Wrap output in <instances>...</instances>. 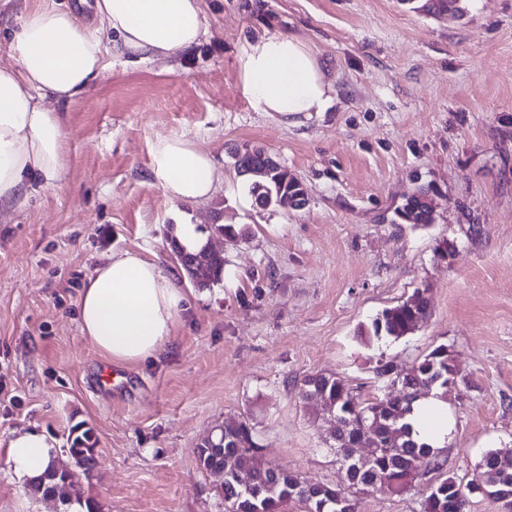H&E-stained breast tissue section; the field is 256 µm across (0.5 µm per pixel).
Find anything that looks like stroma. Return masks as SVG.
Listing matches in <instances>:
<instances>
[{
	"instance_id": "1",
	"label": "stroma",
	"mask_w": 512,
	"mask_h": 512,
	"mask_svg": "<svg viewBox=\"0 0 512 512\" xmlns=\"http://www.w3.org/2000/svg\"><path fill=\"white\" fill-rule=\"evenodd\" d=\"M427 0H200L191 51L106 68L73 101L55 102L69 140L55 186L0 212V512H63L29 496L8 463L20 430L43 434L68 463V434L93 431L102 512H224L219 479L197 462L216 425L247 420L263 460L327 484L344 481L330 416L305 403V377L332 373L360 401L389 391L375 368H408L444 345L457 386L442 472L422 469L401 497L360 494L356 512H422L440 474L468 483L491 449L512 450V0H465L436 17ZM54 4L92 21L88 0H0V66L22 15ZM307 43L333 87L326 111L295 126L242 92L245 42ZM183 136L212 155L217 190L168 199L152 150ZM261 147L307 192L306 205L257 206L233 155ZM428 226L396 211L416 189ZM233 224L214 235L224 279L197 287L170 245L175 227ZM449 243L440 257L441 243ZM137 250L173 276L186 301L154 357L125 364L121 390H95L104 357L78 317L80 292L112 253ZM426 291L429 314L397 340L364 341L384 309Z\"/></svg>"
}]
</instances>
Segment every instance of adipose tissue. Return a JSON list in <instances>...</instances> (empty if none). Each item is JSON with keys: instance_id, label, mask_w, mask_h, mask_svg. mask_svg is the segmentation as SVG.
<instances>
[{"instance_id": "adipose-tissue-1", "label": "adipose tissue", "mask_w": 512, "mask_h": 512, "mask_svg": "<svg viewBox=\"0 0 512 512\" xmlns=\"http://www.w3.org/2000/svg\"><path fill=\"white\" fill-rule=\"evenodd\" d=\"M96 25L68 9L27 11L13 42L15 63L0 67V207L27 198L33 182L51 187L64 167L66 133L58 112L42 100H71L103 68V38L117 55L141 61L169 58L194 47L202 33L198 0H95ZM244 94L259 111L293 124L303 112L326 111L331 86L326 65L304 42L272 34L247 42L238 56ZM153 175L173 201L197 203L216 189V167L207 151L181 137L158 141ZM185 297L154 260L140 252L112 254L84 285L81 331L113 363L158 353L171 339ZM418 441L440 448L452 429L448 409L432 396L407 418ZM52 445L32 431L15 433L8 459L17 477L32 478L51 463Z\"/></svg>"}]
</instances>
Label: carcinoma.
<instances>
[{
  "mask_svg": "<svg viewBox=\"0 0 512 512\" xmlns=\"http://www.w3.org/2000/svg\"><path fill=\"white\" fill-rule=\"evenodd\" d=\"M266 154L260 148L234 154L241 175L258 163ZM249 193L259 206L280 202L286 197L305 194L303 184L288 176L277 166L260 179H252ZM429 195L420 190L398 208L397 215L406 224H431L433 207L427 203ZM224 266L201 267L195 282L202 288L223 280ZM430 302L420 293L382 311L364 335L370 338L400 339L414 331L416 319L427 313ZM448 368V347L434 348L420 363L403 369L390 362L377 367V377L391 383L409 380L408 391L362 402L341 378L317 373L303 380L301 397L311 400L312 393H320L322 407L335 411L341 423L336 442V453L345 468L347 485L310 483L300 476L273 466L261 459L256 434L245 420L225 423L213 437H206L199 445L200 466L211 471L224 470L225 512H283L291 503L304 506V512H355L358 493L379 492L391 497L408 493L418 478L422 456L432 459L433 469L440 471L444 463L439 451L418 442L405 418L418 401L419 386L433 379L436 370ZM70 451L79 459L83 474L93 466V448L87 444L85 432L72 427ZM374 440L373 450L360 460L350 457L351 444L359 440ZM483 485L484 497L499 503L503 493H512V455L497 450L487 451L478 464L475 479L461 485L452 476H443L430 485L423 502V512H467L472 485ZM27 493L36 498L52 497L65 504L76 502L85 512H100L95 502L83 499L79 479L69 480L57 474L52 467L26 482Z\"/></svg>",
  "mask_w": 512,
  "mask_h": 512,
  "instance_id": "1",
  "label": "carcinoma"
}]
</instances>
